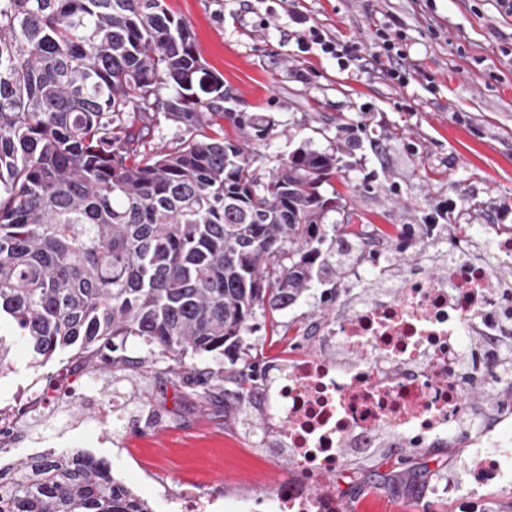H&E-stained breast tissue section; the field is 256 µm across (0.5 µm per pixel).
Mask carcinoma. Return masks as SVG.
<instances>
[{
	"instance_id": "cac0c4a2",
	"label": "carcinoma",
	"mask_w": 512,
	"mask_h": 512,
	"mask_svg": "<svg viewBox=\"0 0 512 512\" xmlns=\"http://www.w3.org/2000/svg\"><path fill=\"white\" fill-rule=\"evenodd\" d=\"M231 98L163 0H0V376L12 336L35 366L108 364L132 336L169 370L208 357L203 394L219 388L231 417L271 369L248 343L256 315L274 334L313 282L329 306L356 262L378 260L381 229L326 222L341 144L260 173L245 143L270 122ZM161 111L184 136L151 152L136 121ZM0 512L152 509L73 449L0 467Z\"/></svg>"
}]
</instances>
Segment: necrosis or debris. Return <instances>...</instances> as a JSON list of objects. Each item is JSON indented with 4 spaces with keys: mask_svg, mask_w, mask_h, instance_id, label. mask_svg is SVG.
I'll use <instances>...</instances> for the list:
<instances>
[{
    "mask_svg": "<svg viewBox=\"0 0 512 512\" xmlns=\"http://www.w3.org/2000/svg\"><path fill=\"white\" fill-rule=\"evenodd\" d=\"M477 277L490 284L486 312L472 322L468 299L448 303V288ZM488 350L512 335V287L497 279L494 263L470 259L465 249L448 256L446 272L407 270L396 287L380 285L377 296L354 302L333 322L316 349L290 356L262 393L270 428L276 430L293 474L273 504L252 497L226 512H342L334 487L326 485L342 463L341 449L368 448L381 433L418 448L438 441L466 419V395L483 387L482 365L458 371L469 332ZM427 358L415 363L418 349ZM355 358L340 366L332 351ZM479 434L469 476L472 506L495 486L512 494V440L496 426L471 422Z\"/></svg>",
    "mask_w": 512,
    "mask_h": 512,
    "instance_id": "obj_1",
    "label": "necrosis or debris"
}]
</instances>
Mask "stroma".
I'll list each match as a JSON object with an SVG mask.
<instances>
[{"instance_id":"stroma-1","label":"stroma","mask_w":512,"mask_h":512,"mask_svg":"<svg viewBox=\"0 0 512 512\" xmlns=\"http://www.w3.org/2000/svg\"><path fill=\"white\" fill-rule=\"evenodd\" d=\"M186 25L207 66L230 86L235 111L258 112L271 125L249 143L259 171L298 147L330 151L336 128L360 126L349 167L321 186L345 206L327 221L440 227L443 248L468 241L481 257L494 225L512 228V15L497 0H164ZM316 25L353 45L347 66L300 38ZM402 32L406 61L386 56L377 29ZM407 65L399 84L393 69ZM312 283L281 311L279 331L291 348L271 344L261 318L251 343L273 364L288 352L314 349L329 321L344 314L354 290L319 304ZM119 364L96 367L60 356L34 370L30 352L14 342L10 372L0 377V466L48 451L78 448L104 460L153 512H170L183 495L218 499L215 512L242 498H275L292 474L278 434L251 400L236 421L224 405L201 399L193 379L211 362L188 359L175 372L144 362L137 338ZM64 380L60 396L42 403L39 375ZM147 406L136 421L113 424L133 396ZM471 464L463 433L430 448L394 445L385 436L370 448L344 451L334 479L346 512H472L465 494L441 489Z\"/></svg>"}]
</instances>
